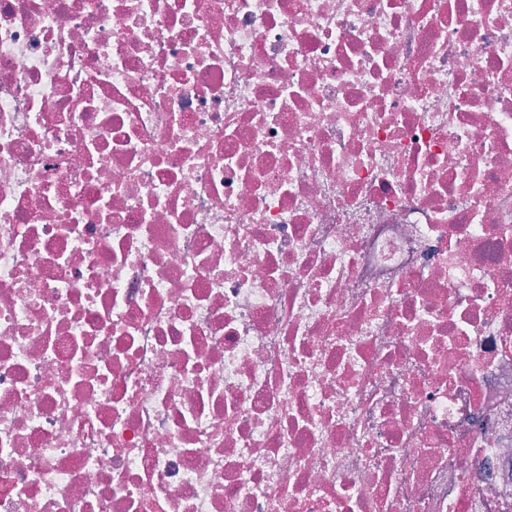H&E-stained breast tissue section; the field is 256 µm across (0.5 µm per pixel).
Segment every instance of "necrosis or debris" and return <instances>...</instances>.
<instances>
[{
    "label": "necrosis or debris",
    "instance_id": "necrosis-or-debris-1",
    "mask_svg": "<svg viewBox=\"0 0 512 512\" xmlns=\"http://www.w3.org/2000/svg\"><path fill=\"white\" fill-rule=\"evenodd\" d=\"M0 512H512V0H0Z\"/></svg>",
    "mask_w": 512,
    "mask_h": 512
}]
</instances>
